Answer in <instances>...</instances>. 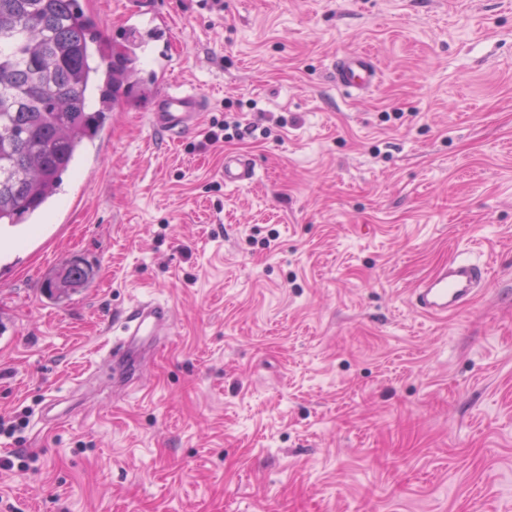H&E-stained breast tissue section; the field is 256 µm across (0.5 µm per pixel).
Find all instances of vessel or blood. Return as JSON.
Listing matches in <instances>:
<instances>
[{
    "instance_id": "1",
    "label": "vessel or blood",
    "mask_w": 512,
    "mask_h": 512,
    "mask_svg": "<svg viewBox=\"0 0 512 512\" xmlns=\"http://www.w3.org/2000/svg\"><path fill=\"white\" fill-rule=\"evenodd\" d=\"M123 27L140 29L148 38L168 36L171 18L163 13L133 7L123 15ZM172 68L168 53H158L150 73L139 75L140 85L153 88L151 106L146 114L149 128L158 134L179 137L197 129L204 118L205 99L198 91L182 88L169 82ZM334 82L346 95L366 93L375 87L380 78L376 58L368 52H356L337 59ZM226 186L243 188L255 177V165L242 154L224 157L222 173ZM487 277L484 264L450 259L435 273L422 279L415 290L412 303L416 310L427 317L445 318L454 315L469 304L483 286ZM122 337L112 343L103 356L102 371L111 373L121 367L123 374H131L136 367L137 352L141 345L153 340L170 323L167 305L154 299H139L125 309L119 317Z\"/></svg>"
}]
</instances>
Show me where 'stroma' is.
Instances as JSON below:
<instances>
[{
  "label": "stroma",
  "mask_w": 512,
  "mask_h": 512,
  "mask_svg": "<svg viewBox=\"0 0 512 512\" xmlns=\"http://www.w3.org/2000/svg\"><path fill=\"white\" fill-rule=\"evenodd\" d=\"M152 2L206 115L151 133L135 89L49 211L0 227V418L28 420L0 512H512V0ZM358 51L382 77L348 97ZM228 117L254 133L203 147ZM462 249L487 287L416 313ZM73 258L90 286L43 292ZM146 296L173 320L139 387L71 392ZM333 78L336 88L346 95L366 93L379 81L378 61L365 51L342 56L336 59ZM222 177L225 186L234 188L249 186L255 177L253 160L242 154H225Z\"/></svg>",
  "instance_id": "35a3bbf8"
}]
</instances>
